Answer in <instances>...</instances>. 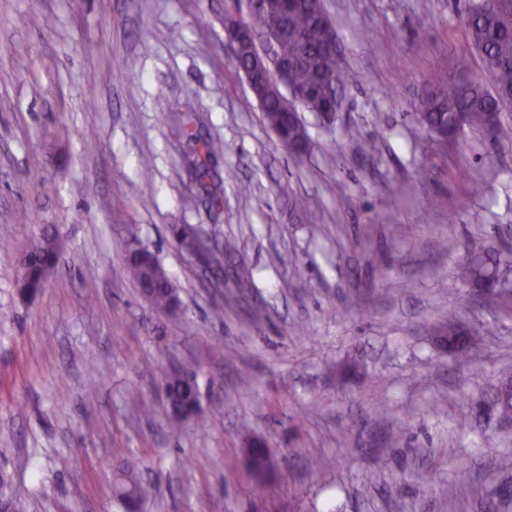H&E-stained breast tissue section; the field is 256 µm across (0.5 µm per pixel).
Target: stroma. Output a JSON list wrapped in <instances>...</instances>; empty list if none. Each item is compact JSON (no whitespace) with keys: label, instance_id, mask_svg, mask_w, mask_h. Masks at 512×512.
<instances>
[{"label":"stroma","instance_id":"stroma-1","mask_svg":"<svg viewBox=\"0 0 512 512\" xmlns=\"http://www.w3.org/2000/svg\"><path fill=\"white\" fill-rule=\"evenodd\" d=\"M470 3L326 0L350 79L332 128L302 112L298 163L236 66L226 0H0V473L26 512H123L119 471L153 486L141 512H512L494 453L512 455V418L491 406L512 292L452 289L466 251L512 255V142L414 120L426 88L483 74ZM188 113L230 146L221 205L184 163ZM184 224L235 240L253 288L213 287ZM47 232L59 261L26 300L15 266ZM133 240L176 310L126 277ZM455 315L472 335L446 350ZM174 365L201 381L175 429ZM254 439L274 453L259 479Z\"/></svg>","mask_w":512,"mask_h":512}]
</instances>
